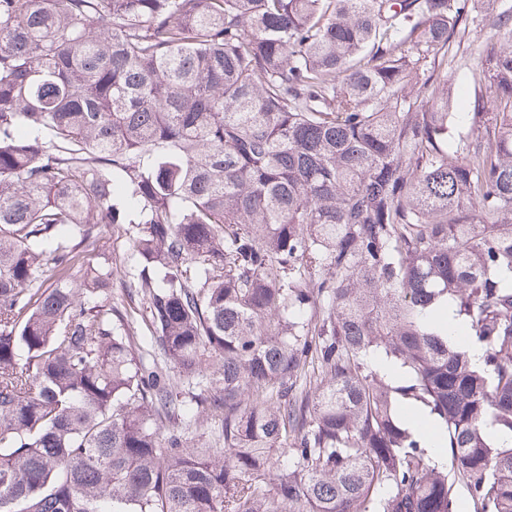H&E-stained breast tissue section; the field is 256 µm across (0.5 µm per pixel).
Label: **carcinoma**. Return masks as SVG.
Returning a JSON list of instances; mask_svg holds the SVG:
<instances>
[{
    "label": "carcinoma",
    "mask_w": 512,
    "mask_h": 512,
    "mask_svg": "<svg viewBox=\"0 0 512 512\" xmlns=\"http://www.w3.org/2000/svg\"><path fill=\"white\" fill-rule=\"evenodd\" d=\"M103 224L137 303L100 301ZM458 480L512 512V0H0V512H457ZM456 61H459L458 64L461 63L462 67L456 70V73L454 74V78L451 81V90L457 115L456 119L459 122L462 131H465V127L467 126L466 112H468L469 101L474 88L472 81L469 79V69H472V67L475 68L476 59H474V55L471 53L470 48L466 49L463 47L458 52L455 62ZM100 245H105L112 254L114 262V276H112V288L109 294L112 301L128 299V296L137 295L139 288L138 268L136 257L133 255L128 242L124 237L117 238L112 235V228H101Z\"/></svg>",
    "instance_id": "carcinoma-1"
}]
</instances>
